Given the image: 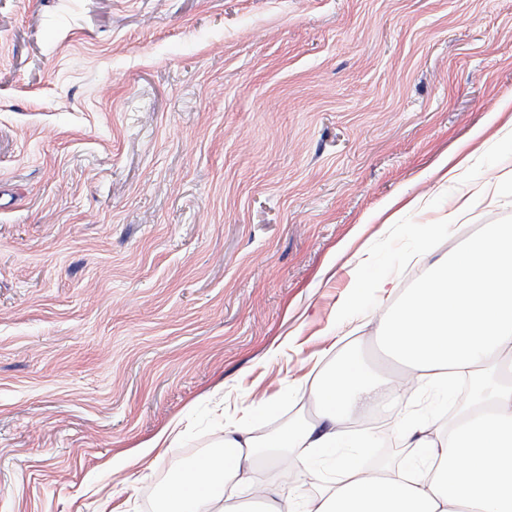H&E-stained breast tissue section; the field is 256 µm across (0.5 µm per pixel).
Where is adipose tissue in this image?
I'll list each match as a JSON object with an SVG mask.
<instances>
[{"label":"adipose tissue","mask_w":512,"mask_h":512,"mask_svg":"<svg viewBox=\"0 0 512 512\" xmlns=\"http://www.w3.org/2000/svg\"><path fill=\"white\" fill-rule=\"evenodd\" d=\"M381 339L418 378L452 389L463 376L471 396L452 421L408 418L394 436L354 433L346 424L384 396L415 407L418 391L379 375L359 356L304 381L315 417L255 435L260 419L232 424L220 452L169 482L158 512H249L256 468L275 470L260 512H512V224H487L456 251L431 262L388 313ZM409 453L367 470L344 448ZM334 461L339 476L312 495L291 486L282 461Z\"/></svg>","instance_id":"ef3b65f1"}]
</instances>
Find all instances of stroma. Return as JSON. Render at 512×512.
Returning a JSON list of instances; mask_svg holds the SVG:
<instances>
[{
    "instance_id": "obj_1",
    "label": "stroma",
    "mask_w": 512,
    "mask_h": 512,
    "mask_svg": "<svg viewBox=\"0 0 512 512\" xmlns=\"http://www.w3.org/2000/svg\"><path fill=\"white\" fill-rule=\"evenodd\" d=\"M511 100L512 0H0V512H154L225 424L313 415L310 355L384 362L512 127L424 173ZM485 224L512 183L439 249ZM483 193V189L481 188L476 193H473L470 198L465 200L461 206L457 209V211L450 212L448 214V222L447 224H429L426 228V233L422 237L423 249H426L429 245V237L434 238H448L451 234V229L456 224V220L458 217V211L465 209L470 203L475 199V197H479ZM183 433L182 419L171 421L151 439L143 442L139 448H137L138 457L146 458L159 448H171V446L182 437Z\"/></svg>"
}]
</instances>
